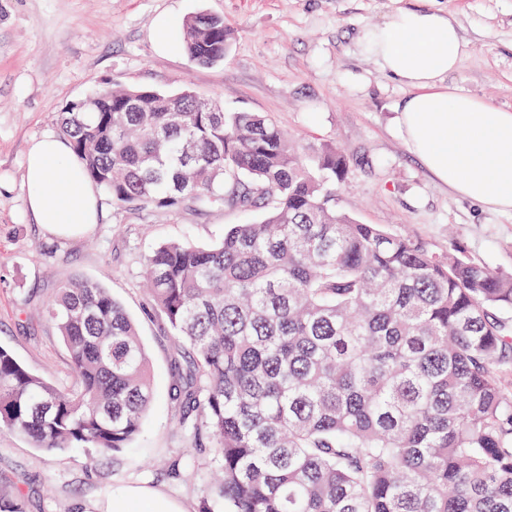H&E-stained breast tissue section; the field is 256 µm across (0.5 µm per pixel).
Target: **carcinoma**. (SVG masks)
<instances>
[{"instance_id":"obj_1","label":"carcinoma","mask_w":512,"mask_h":512,"mask_svg":"<svg viewBox=\"0 0 512 512\" xmlns=\"http://www.w3.org/2000/svg\"><path fill=\"white\" fill-rule=\"evenodd\" d=\"M224 19L181 44L224 60ZM61 134L120 207L265 210L210 247L144 261L151 310L189 348L168 398L222 477L199 512H512V274L336 209L351 159L296 148L271 118L190 90L104 86ZM75 385L0 345V430L47 452L111 455L142 433L154 387L137 325L98 282L45 306ZM0 512H24L0 488Z\"/></svg>"}]
</instances>
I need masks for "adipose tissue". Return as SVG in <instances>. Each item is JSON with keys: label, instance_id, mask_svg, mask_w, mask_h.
<instances>
[{"label": "adipose tissue", "instance_id": "1", "mask_svg": "<svg viewBox=\"0 0 512 512\" xmlns=\"http://www.w3.org/2000/svg\"><path fill=\"white\" fill-rule=\"evenodd\" d=\"M363 50L408 93L398 123L410 151L440 182L491 209L512 212V111L496 109L448 86L462 56L455 23L432 10H401L369 31ZM28 204L37 223L66 231L97 221L98 200L69 143L48 134L34 141L26 164ZM138 499L147 512H186L157 489L131 486L96 512H124Z\"/></svg>", "mask_w": 512, "mask_h": 512}]
</instances>
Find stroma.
I'll return each instance as SVG.
<instances>
[{
  "mask_svg": "<svg viewBox=\"0 0 512 512\" xmlns=\"http://www.w3.org/2000/svg\"><path fill=\"white\" fill-rule=\"evenodd\" d=\"M400 9L448 12L464 44L449 86L512 110V0H0V345L69 385L67 350L44 307L61 283L92 279L136 321L158 394L132 450L99 459L88 449L51 454L0 432V486L22 494L26 512H91L132 484L198 512L212 488L209 466L186 480L169 470L192 445L167 398L171 366L187 347L161 315L146 312L144 259L162 243L209 245L227 225L263 217L221 207L121 208L102 191L99 221L86 230L55 234L36 224L23 179L29 146L95 86L189 89L270 117L302 147L334 145L355 161L336 190L338 210L512 273V213L429 175L398 126L404 88L359 48L367 30ZM200 13L223 17L232 32L223 61L209 66L153 37L158 20L177 33Z\"/></svg>",
  "mask_w": 512,
  "mask_h": 512,
  "instance_id": "35a3bbf8",
  "label": "stroma"
}]
</instances>
